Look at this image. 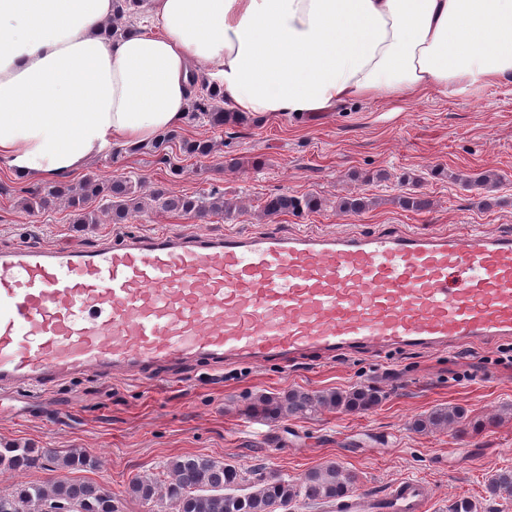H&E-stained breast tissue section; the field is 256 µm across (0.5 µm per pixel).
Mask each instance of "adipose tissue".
I'll return each mask as SVG.
<instances>
[{"mask_svg": "<svg viewBox=\"0 0 512 512\" xmlns=\"http://www.w3.org/2000/svg\"><path fill=\"white\" fill-rule=\"evenodd\" d=\"M0 0V165L28 183L182 129L200 70L228 112L310 120L357 99L512 81V0ZM143 0H113V13L112 19L107 24V27L111 30L112 35L124 33L126 30L131 28L129 25L122 26V20L128 18H134L140 11V3Z\"/></svg>", "mask_w": 512, "mask_h": 512, "instance_id": "ef3b65f1", "label": "adipose tissue"}]
</instances>
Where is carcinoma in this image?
I'll return each instance as SVG.
<instances>
[{
    "instance_id": "cac0c4a2",
    "label": "carcinoma",
    "mask_w": 512,
    "mask_h": 512,
    "mask_svg": "<svg viewBox=\"0 0 512 512\" xmlns=\"http://www.w3.org/2000/svg\"><path fill=\"white\" fill-rule=\"evenodd\" d=\"M143 0H113L112 19L107 24L112 35L124 33L129 26L122 20L140 12ZM191 120L220 128L230 122L242 121L245 116L224 111V99L210 80L204 76L196 79L191 100ZM169 138L141 143L128 148L131 153H144L161 157L170 171L177 175L181 167L166 152ZM214 145L210 140H193L184 143L183 151L194 156H208ZM64 200L74 213L75 224L98 223V209L89 203L100 202L112 214V221L121 224L133 213L149 207L154 211L194 214L229 215L237 209V202L213 190L208 194H170L156 190L149 197L140 196L127 179L101 181L93 176L76 185L59 183L28 192L22 207L30 212L52 207L55 201ZM366 197L352 195L339 202L345 213H357L367 208ZM321 201L314 195L294 196L277 194L268 197L262 214L271 218L304 210L314 212ZM379 402L378 391L370 386H357L348 390L313 392L304 388L291 389L282 394H264L252 403L254 415L268 421L289 417H305L320 408L364 413ZM464 414L457 407H440L416 419L413 428L419 433H431L450 427H460ZM89 464L88 457L55 448H30L17 445H0V468L48 469L70 471ZM358 478L353 472L344 471L331 463L313 470L300 482L289 481L258 464L241 469L204 455H180L170 458L162 476L138 475L128 487L127 494L145 504L161 506V512H292L301 502L329 504L336 498L357 488ZM490 500L512 498V470H498L487 484ZM60 502L71 512H120V501L105 485L85 480H74L66 475L48 483L18 484L7 491L0 490V512H46L50 503Z\"/></svg>"
}]
</instances>
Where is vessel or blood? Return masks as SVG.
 <instances>
[{
	"label": "vessel or blood",
	"mask_w": 512,
	"mask_h": 512,
	"mask_svg": "<svg viewBox=\"0 0 512 512\" xmlns=\"http://www.w3.org/2000/svg\"><path fill=\"white\" fill-rule=\"evenodd\" d=\"M512 340V232L128 233L0 250V398L75 377H177ZM404 478L342 512H425Z\"/></svg>",
	"instance_id": "1"
}]
</instances>
